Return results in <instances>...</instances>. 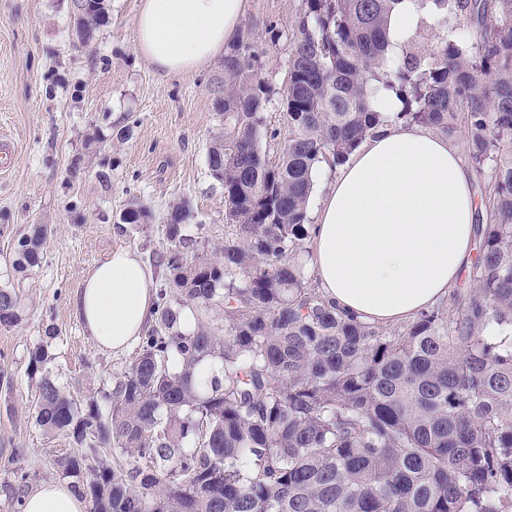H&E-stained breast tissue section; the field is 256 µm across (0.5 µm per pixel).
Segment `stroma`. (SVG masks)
<instances>
[{
	"label": "stroma",
	"mask_w": 512,
	"mask_h": 512,
	"mask_svg": "<svg viewBox=\"0 0 512 512\" xmlns=\"http://www.w3.org/2000/svg\"><path fill=\"white\" fill-rule=\"evenodd\" d=\"M108 20L79 44L71 0H0V137L12 147L0 171V284L11 283L19 325L0 330V485L26 471L31 485L59 480L55 459L77 443L35 422L30 352L46 329L53 374L81 406L109 410L105 395L136 349H100L85 331L76 298L85 275L118 247L136 251L163 284L164 219L186 205L188 230L204 257L224 244V190L212 177L207 150L224 118L213 108L220 61L197 72L163 77L137 48L141 0H107ZM304 0H246L237 29L258 53L256 68L273 93L271 129H285L280 91ZM130 129L126 140L116 138ZM139 202L145 224L117 218ZM50 225L39 268L13 271L15 241L29 225Z\"/></svg>",
	"instance_id": "stroma-1"
}]
</instances>
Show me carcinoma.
<instances>
[{
  "label": "carcinoma",
  "instance_id": "carcinoma-1",
  "mask_svg": "<svg viewBox=\"0 0 512 512\" xmlns=\"http://www.w3.org/2000/svg\"><path fill=\"white\" fill-rule=\"evenodd\" d=\"M400 2L306 0L274 161L262 148L272 89L254 46L224 49V132L207 152L230 226L222 258L197 254L189 211L174 207L155 322L114 378L107 415L79 410L45 346L31 352L38 424L93 439L55 460L90 512H512V0H418L442 32L392 53ZM107 14L93 0L79 42ZM454 18L471 23L472 41L448 35ZM385 92L398 111L373 107ZM388 122L450 137L463 123L487 174L477 259L446 300L392 328L346 317L305 270L316 168L343 165ZM149 218L132 203L119 223ZM50 233L31 225L12 265L39 266ZM187 308L219 311L222 324L186 332ZM20 321L15 291L0 287V328ZM206 359L217 369L204 378ZM28 479L0 486L8 512H22Z\"/></svg>",
  "mask_w": 512,
  "mask_h": 512
}]
</instances>
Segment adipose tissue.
I'll return each mask as SVG.
<instances>
[{"instance_id":"adipose-tissue-1","label":"adipose tissue","mask_w":512,"mask_h":512,"mask_svg":"<svg viewBox=\"0 0 512 512\" xmlns=\"http://www.w3.org/2000/svg\"><path fill=\"white\" fill-rule=\"evenodd\" d=\"M244 0H142L137 47L163 76L219 55ZM474 174L446 134L389 122L351 155L323 192L308 249L318 288L341 312L396 326L447 297L475 260ZM150 270L126 248L87 273L78 313L104 350L122 351L154 309ZM63 482L27 492L24 512H87Z\"/></svg>"}]
</instances>
